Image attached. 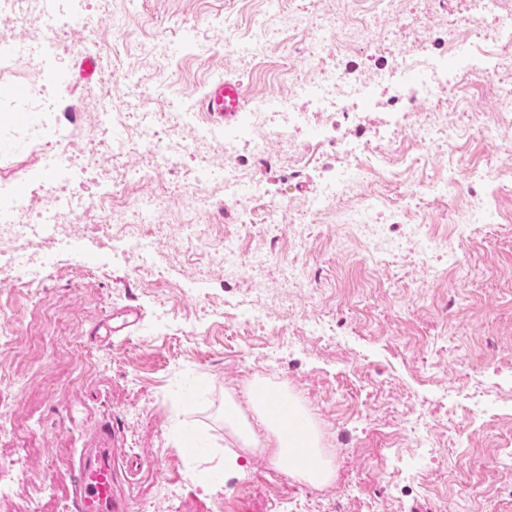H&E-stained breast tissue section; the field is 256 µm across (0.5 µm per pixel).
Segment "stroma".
<instances>
[{
	"instance_id": "stroma-1",
	"label": "stroma",
	"mask_w": 512,
	"mask_h": 512,
	"mask_svg": "<svg viewBox=\"0 0 512 512\" xmlns=\"http://www.w3.org/2000/svg\"><path fill=\"white\" fill-rule=\"evenodd\" d=\"M81 23L59 29L53 64L38 24L0 14V197L53 183L73 200L59 218L39 282L0 276V464L20 469L0 512H29L44 488L68 502L80 449L111 423L141 467L115 477L130 512H512V123L498 117L512 72L481 82L468 71L493 52L469 0H81ZM261 35L257 53L235 44ZM421 39L453 73L395 123L404 80L393 59ZM91 56V78L81 61ZM343 77L363 94L335 124L309 102ZM246 92L228 121L202 108L209 86ZM75 148L38 136L35 110ZM290 113L280 139L255 109ZM122 128L103 126L102 112ZM177 163L137 150L112 159V139L136 137L142 113ZM433 130L423 148L414 130ZM239 150L226 156L224 142ZM264 146L255 153L253 144ZM55 152L56 165L45 163ZM349 166L345 194L311 211L322 182ZM116 185L111 241L86 215ZM425 189L410 199L409 187ZM483 223L465 226L474 188ZM161 201L146 229L150 262L126 251L124 223ZM371 206L374 223L351 217ZM199 225L200 240L186 227ZM270 250L269 263L211 262L224 239ZM461 246L465 268L450 249ZM134 307L138 323L102 341L96 324ZM279 372L265 376L270 354ZM268 379L303 409L334 478L313 485L241 447L224 426V398L246 403ZM420 423L417 447L411 423ZM31 435L38 451L16 447ZM200 449L197 458L188 449Z\"/></svg>"
}]
</instances>
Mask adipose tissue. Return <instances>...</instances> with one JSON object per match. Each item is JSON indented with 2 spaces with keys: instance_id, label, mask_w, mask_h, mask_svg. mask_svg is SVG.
I'll use <instances>...</instances> for the list:
<instances>
[{
  "instance_id": "1",
  "label": "adipose tissue",
  "mask_w": 512,
  "mask_h": 512,
  "mask_svg": "<svg viewBox=\"0 0 512 512\" xmlns=\"http://www.w3.org/2000/svg\"><path fill=\"white\" fill-rule=\"evenodd\" d=\"M268 387L256 383L252 386V416H245L232 398L224 400V425L238 437L245 447L263 446L274 449L278 467L313 485L327 483L332 468L318 448L314 434L301 427L304 412L292 400L282 405L269 402Z\"/></svg>"
}]
</instances>
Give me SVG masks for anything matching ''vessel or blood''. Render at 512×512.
<instances>
[{
    "label": "vessel or blood",
    "instance_id": "b4317fda",
    "mask_svg": "<svg viewBox=\"0 0 512 512\" xmlns=\"http://www.w3.org/2000/svg\"><path fill=\"white\" fill-rule=\"evenodd\" d=\"M242 100L240 82L227 78L209 89L203 107L210 116L226 120L240 112ZM137 319L136 309L129 307L112 314L95 327L94 333L105 340L119 336ZM115 442L113 427L107 423L98 424L94 447L82 450L79 456L77 476L70 496L72 512H129L126 499L113 491Z\"/></svg>",
    "mask_w": 512,
    "mask_h": 512
}]
</instances>
